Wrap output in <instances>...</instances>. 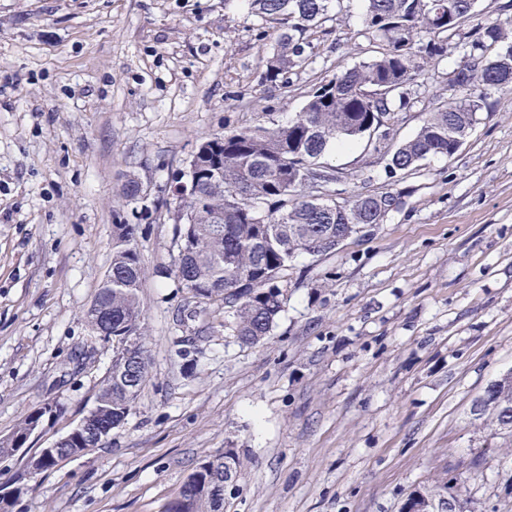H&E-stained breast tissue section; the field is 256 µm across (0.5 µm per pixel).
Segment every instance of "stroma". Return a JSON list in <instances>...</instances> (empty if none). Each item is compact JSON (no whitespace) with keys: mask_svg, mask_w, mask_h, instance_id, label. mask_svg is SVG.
<instances>
[{"mask_svg":"<svg viewBox=\"0 0 512 512\" xmlns=\"http://www.w3.org/2000/svg\"><path fill=\"white\" fill-rule=\"evenodd\" d=\"M362 0L311 30L314 55L265 86L277 23L247 0H0V438L60 403L30 448L92 407L112 346L86 312L130 224L145 269L148 377L105 444L28 479L0 458L10 512H163L203 459L236 449L224 512H401L457 477L468 512H512V431L475 419L512 375V92L453 156L389 173L367 141L329 148L327 191L400 193L381 224L298 255L268 338L177 281V188L217 134L286 124L313 88L368 60ZM417 78L384 148L412 137L448 75ZM137 195L124 192L128 181Z\"/></svg>","mask_w":512,"mask_h":512,"instance_id":"obj_1","label":"stroma"}]
</instances>
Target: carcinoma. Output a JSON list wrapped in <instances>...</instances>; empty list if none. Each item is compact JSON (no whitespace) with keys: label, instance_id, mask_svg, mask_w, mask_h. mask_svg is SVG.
I'll return each mask as SVG.
<instances>
[{"label":"carcinoma","instance_id":"cac0c4a2","mask_svg":"<svg viewBox=\"0 0 512 512\" xmlns=\"http://www.w3.org/2000/svg\"><path fill=\"white\" fill-rule=\"evenodd\" d=\"M332 2L251 0L257 15L288 19L276 34L265 81L288 84V72L312 56L306 33L326 27ZM477 15V0H364L361 33L375 46L369 60L316 87L286 125L216 135L203 143L221 184L203 174L196 192L180 197L176 221L185 252L178 253V265L193 298L229 309L241 344L257 345L269 335L285 303L276 280L295 256L334 252L336 230L355 232L385 204L384 193H357L347 209L336 212L330 201L312 197L309 176L336 181L335 172L318 163L329 147L361 140L377 117L392 119L412 108L414 80L446 56L451 39L463 51L464 68L417 133L390 149L393 168L404 171L429 155H453L454 136L472 130L480 112L492 107L494 93L512 88V19L466 25ZM143 280L133 225H113L112 288L99 289L96 300L112 306L114 343L145 336ZM148 368L144 356L134 394L112 391L101 420L131 411ZM193 474L200 475L199 492L186 512H212L207 486L223 482L224 470Z\"/></svg>","mask_w":512,"mask_h":512}]
</instances>
